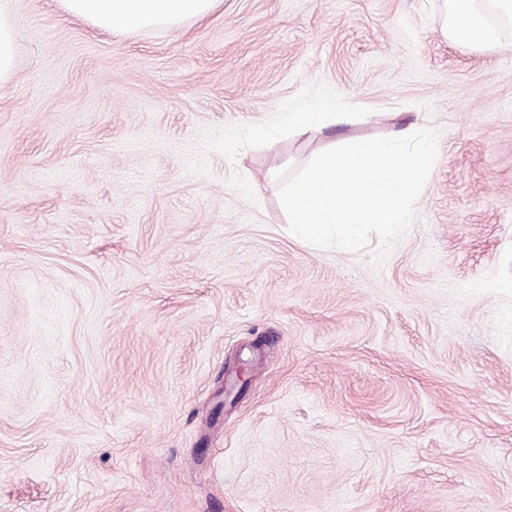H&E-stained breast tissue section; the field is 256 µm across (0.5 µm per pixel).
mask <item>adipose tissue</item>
<instances>
[{"instance_id":"ef3b65f1","label":"adipose tissue","mask_w":512,"mask_h":512,"mask_svg":"<svg viewBox=\"0 0 512 512\" xmlns=\"http://www.w3.org/2000/svg\"><path fill=\"white\" fill-rule=\"evenodd\" d=\"M445 37L493 47L512 37V0H448ZM222 0H61L71 17L103 34L207 19Z\"/></svg>"}]
</instances>
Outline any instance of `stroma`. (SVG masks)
I'll return each instance as SVG.
<instances>
[{
  "label": "stroma",
  "instance_id": "stroma-1",
  "mask_svg": "<svg viewBox=\"0 0 512 512\" xmlns=\"http://www.w3.org/2000/svg\"><path fill=\"white\" fill-rule=\"evenodd\" d=\"M0 1V512H512V41L442 0ZM406 128L437 156L383 260L289 232L279 170ZM222 0H61L71 17L103 34L207 19ZM445 37L463 45L493 47L512 37L511 0H448ZM449 2V5H448ZM494 17L495 22L490 18ZM511 24V29L499 21ZM16 38L9 14L0 9V85L6 84L13 77ZM333 123H336V114L333 112H292L288 127L295 133L303 135Z\"/></svg>",
  "mask_w": 512,
  "mask_h": 512
}]
</instances>
